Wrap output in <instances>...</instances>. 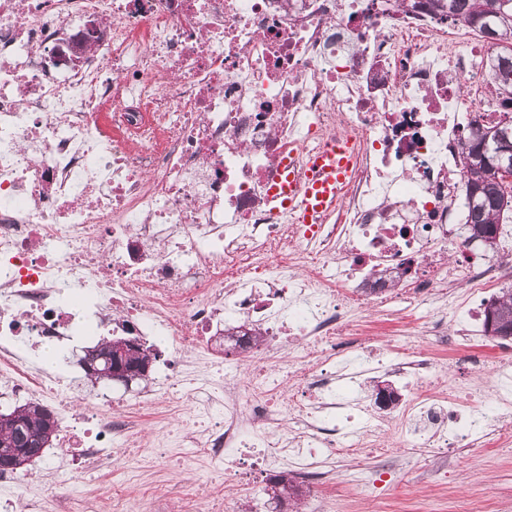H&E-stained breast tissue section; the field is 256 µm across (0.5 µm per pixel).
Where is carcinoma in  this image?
I'll use <instances>...</instances> for the list:
<instances>
[{
    "label": "carcinoma",
    "mask_w": 512,
    "mask_h": 512,
    "mask_svg": "<svg viewBox=\"0 0 512 512\" xmlns=\"http://www.w3.org/2000/svg\"><path fill=\"white\" fill-rule=\"evenodd\" d=\"M445 7L455 22L479 32L495 48L487 82L491 92L502 99L504 114H509L512 97H504L503 88L505 83H512V0H445L437 4L439 10ZM484 128V124L470 125L468 135L460 143L462 186L473 180L479 189L475 200L469 202L466 229L471 237L485 228L497 229L504 212L512 211V194L504 195L501 184L488 175V168L497 164L500 143L491 139L483 150L477 144L476 132ZM492 302L497 305L500 317L512 324V289H501ZM88 355L97 360L98 368H104L111 356L110 340L103 339L89 347ZM21 420L22 429L13 423L0 424V445L9 443L15 448H26L31 438L47 444L56 438L57 421L46 407L38 403L24 405ZM274 479L288 493V498L302 496L292 472H282Z\"/></svg>",
    "instance_id": "1"
}]
</instances>
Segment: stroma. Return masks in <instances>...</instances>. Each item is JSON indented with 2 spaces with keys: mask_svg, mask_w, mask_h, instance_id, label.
<instances>
[{
  "mask_svg": "<svg viewBox=\"0 0 512 512\" xmlns=\"http://www.w3.org/2000/svg\"><path fill=\"white\" fill-rule=\"evenodd\" d=\"M434 312L429 305L401 320L378 316L367 308L354 316L351 329L381 338L399 330L410 341L421 336ZM44 463V458H36L24 471L32 477L34 491L41 493L45 512H77L83 500L106 496L112 488V466H103L93 484L66 479L61 472L48 483L42 478ZM327 467L336 474L334 484L323 491L329 512H462L469 503L487 498L497 502L500 512H512V450L459 448L449 467L442 469L422 451L398 447L390 468L382 472L374 471L371 459L365 457L338 456ZM362 473L374 483L367 497L353 489L354 477ZM207 475L206 467L174 468L155 451H145L128 475L130 512H167L166 499L172 491L197 486Z\"/></svg>",
  "mask_w": 512,
  "mask_h": 512,
  "instance_id": "obj_1",
  "label": "stroma"
}]
</instances>
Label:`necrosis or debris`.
I'll use <instances>...</instances> for the list:
<instances>
[{"label": "necrosis or debris", "mask_w": 512, "mask_h": 512, "mask_svg": "<svg viewBox=\"0 0 512 512\" xmlns=\"http://www.w3.org/2000/svg\"><path fill=\"white\" fill-rule=\"evenodd\" d=\"M429 0H0V397L60 411L50 463L85 482L128 449L191 448L223 492L173 493L187 512H241L248 475L372 452L388 433L437 457L512 446V359L500 387H443L430 348L359 338L365 306L436 303L427 335L478 364L480 307L504 276L462 250L465 120L496 122L481 94L493 56ZM352 173L315 224L269 202L283 161L327 140ZM265 336L253 371L212 373L225 328ZM166 336L164 393L91 388L69 408L40 345L77 336ZM205 365L188 370L186 353ZM399 409L365 394L374 373ZM164 397L192 432L136 440L133 410Z\"/></svg>", "instance_id": "obj_1"}]
</instances>
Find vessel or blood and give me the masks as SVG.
Wrapping results in <instances>:
<instances>
[{
  "instance_id": "b4317fda",
  "label": "vessel or blood",
  "mask_w": 512,
  "mask_h": 512,
  "mask_svg": "<svg viewBox=\"0 0 512 512\" xmlns=\"http://www.w3.org/2000/svg\"><path fill=\"white\" fill-rule=\"evenodd\" d=\"M307 178L298 181L295 173L279 174L267 195L272 202L294 211L300 223H315L317 216L336 206L339 189L350 174V157L336 141L320 145L307 160Z\"/></svg>"
}]
</instances>
